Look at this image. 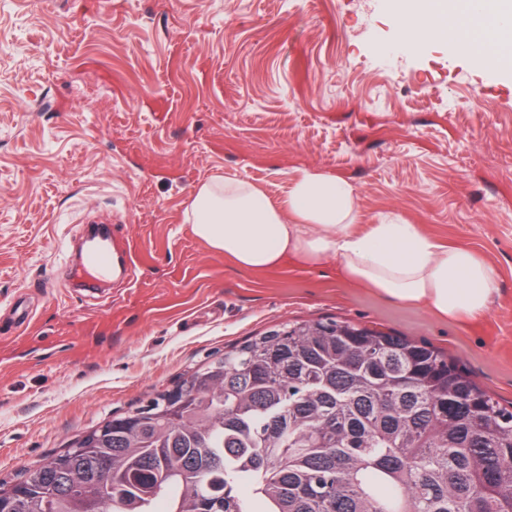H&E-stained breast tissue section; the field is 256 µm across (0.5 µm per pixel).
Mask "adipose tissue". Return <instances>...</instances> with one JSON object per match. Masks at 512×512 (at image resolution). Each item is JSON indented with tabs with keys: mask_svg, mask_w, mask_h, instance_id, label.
Returning a JSON list of instances; mask_svg holds the SVG:
<instances>
[{
	"mask_svg": "<svg viewBox=\"0 0 512 512\" xmlns=\"http://www.w3.org/2000/svg\"><path fill=\"white\" fill-rule=\"evenodd\" d=\"M393 9L412 46L445 41L480 65L512 57V0H396ZM187 215L197 237L238 270L333 258L344 280L457 320L484 316L497 290L487 260L419 225L390 220L358 230L352 186L319 172L301 171L280 204L251 183L217 177L199 186Z\"/></svg>",
	"mask_w": 512,
	"mask_h": 512,
	"instance_id": "1",
	"label": "adipose tissue"
}]
</instances>
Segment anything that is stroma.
<instances>
[{"mask_svg": "<svg viewBox=\"0 0 512 512\" xmlns=\"http://www.w3.org/2000/svg\"><path fill=\"white\" fill-rule=\"evenodd\" d=\"M389 0H0V483L225 349L347 321L456 359L512 403V70L415 49ZM349 182L361 224L397 218L498 272L477 320L388 300L321 266L240 271L198 239L201 183L273 202L299 170ZM119 227L130 279H65L73 227Z\"/></svg>", "mask_w": 512, "mask_h": 512, "instance_id": "1", "label": "stroma"}]
</instances>
